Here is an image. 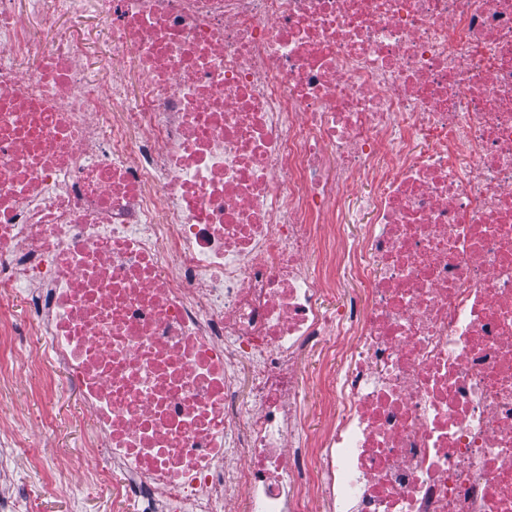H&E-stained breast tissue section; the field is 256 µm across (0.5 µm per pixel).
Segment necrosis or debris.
<instances>
[{
    "mask_svg": "<svg viewBox=\"0 0 512 512\" xmlns=\"http://www.w3.org/2000/svg\"><path fill=\"white\" fill-rule=\"evenodd\" d=\"M15 300L71 512H512V0H0Z\"/></svg>",
    "mask_w": 512,
    "mask_h": 512,
    "instance_id": "4bbe7bcc",
    "label": "necrosis or debris"
}]
</instances>
